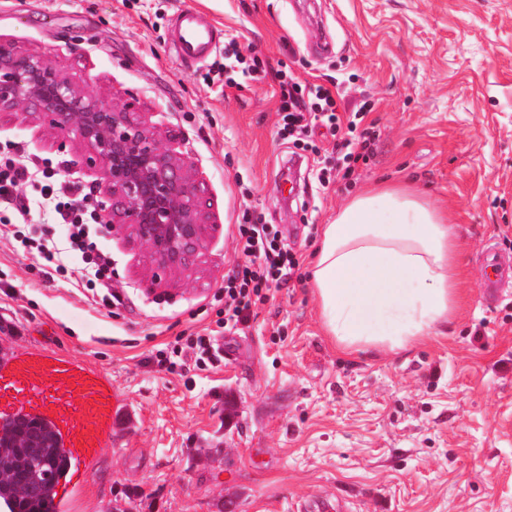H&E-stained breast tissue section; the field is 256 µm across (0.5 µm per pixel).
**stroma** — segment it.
<instances>
[{
    "label": "stroma",
    "instance_id": "stroma-1",
    "mask_svg": "<svg viewBox=\"0 0 512 512\" xmlns=\"http://www.w3.org/2000/svg\"><path fill=\"white\" fill-rule=\"evenodd\" d=\"M219 35L181 64L179 11ZM265 72L224 84V45ZM0 43L48 56L74 84L176 132L220 227L199 273L165 289L122 236L107 235L112 288L87 299L73 275L36 267L18 235L59 239L31 216L0 223V349L64 352L106 371L112 437L77 512H512V0H0ZM339 79V109L372 106L377 149L351 183L317 185L336 140L292 160L279 134V72ZM78 174L82 149L28 114L0 140ZM407 185L454 224L456 315L399 355L344 354L309 282L321 227L352 197ZM300 253L287 287L226 332L224 277L241 260L242 210ZM502 263L484 287L487 253ZM121 295L124 307L112 306ZM214 337L223 358L189 378L150 358Z\"/></svg>",
    "mask_w": 512,
    "mask_h": 512
}]
</instances>
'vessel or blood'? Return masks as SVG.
<instances>
[{
	"instance_id": "obj_1",
	"label": "vessel or blood",
	"mask_w": 512,
	"mask_h": 512,
	"mask_svg": "<svg viewBox=\"0 0 512 512\" xmlns=\"http://www.w3.org/2000/svg\"><path fill=\"white\" fill-rule=\"evenodd\" d=\"M175 33L187 64L215 45L212 26L192 10L180 12ZM114 400L109 374L74 356L33 351L0 361V422L19 414L48 421L76 472L97 462L111 438Z\"/></svg>"
}]
</instances>
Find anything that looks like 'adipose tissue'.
I'll use <instances>...</instances> for the list:
<instances>
[{
    "mask_svg": "<svg viewBox=\"0 0 512 512\" xmlns=\"http://www.w3.org/2000/svg\"><path fill=\"white\" fill-rule=\"evenodd\" d=\"M457 241L416 192L381 187L324 225L312 282L327 336L345 353L393 354L454 317Z\"/></svg>",
    "mask_w": 512,
    "mask_h": 512,
    "instance_id": "obj_1",
    "label": "adipose tissue"
}]
</instances>
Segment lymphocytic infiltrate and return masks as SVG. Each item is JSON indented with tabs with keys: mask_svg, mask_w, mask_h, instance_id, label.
Masks as SVG:
<instances>
[{
	"mask_svg": "<svg viewBox=\"0 0 512 512\" xmlns=\"http://www.w3.org/2000/svg\"><path fill=\"white\" fill-rule=\"evenodd\" d=\"M281 89L282 136L304 150L311 124L326 126L335 136L337 147L344 151L336 178L352 181L359 163L373 155L375 134L373 123L367 120L369 106L340 113L329 88L307 84L293 76L282 81ZM34 183L40 187L38 197L23 194V187ZM0 208L23 215L41 212L60 228L62 245L37 244V264L64 273L75 261L84 288H110L112 258L104 251L97 233L89 228L93 213L86 193L67 175L50 171L48 165L28 157L7 156L1 146ZM237 246L243 259L224 278V316L219 322L228 332L246 324L253 305L267 300L271 290L287 285L300 264L297 252L283 243L275 225L253 221L247 214L237 226Z\"/></svg>",
	"mask_w": 512,
	"mask_h": 512,
	"instance_id": "obj_1",
	"label": "lymphocytic infiltrate"
}]
</instances>
